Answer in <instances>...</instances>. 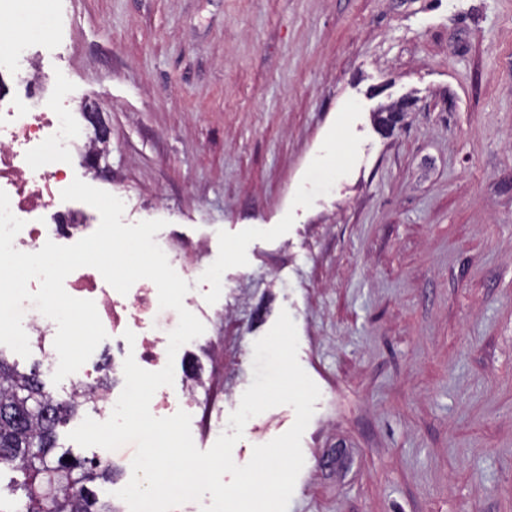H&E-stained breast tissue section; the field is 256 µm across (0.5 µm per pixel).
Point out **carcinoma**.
Listing matches in <instances>:
<instances>
[{"mask_svg": "<svg viewBox=\"0 0 512 512\" xmlns=\"http://www.w3.org/2000/svg\"><path fill=\"white\" fill-rule=\"evenodd\" d=\"M91 394L59 400L46 388L37 368L21 371L0 355V469L20 473L15 489L24 502L17 512H120L105 494L94 490L113 482L106 461L58 452L57 430L84 407Z\"/></svg>", "mask_w": 512, "mask_h": 512, "instance_id": "obj_1", "label": "carcinoma"}]
</instances>
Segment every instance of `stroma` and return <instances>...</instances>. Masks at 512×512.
I'll use <instances>...</instances> for the list:
<instances>
[{
	"label": "stroma",
	"instance_id": "stroma-1",
	"mask_svg": "<svg viewBox=\"0 0 512 512\" xmlns=\"http://www.w3.org/2000/svg\"><path fill=\"white\" fill-rule=\"evenodd\" d=\"M123 221L203 240L185 371L224 396L288 311L321 396L288 512H512V0H24ZM291 406L233 448L285 433ZM58 446L127 469L134 444Z\"/></svg>",
	"mask_w": 512,
	"mask_h": 512
}]
</instances>
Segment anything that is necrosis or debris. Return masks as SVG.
Here are the masks:
<instances>
[{"label":"necrosis or debris","mask_w":512,"mask_h":512,"mask_svg":"<svg viewBox=\"0 0 512 512\" xmlns=\"http://www.w3.org/2000/svg\"><path fill=\"white\" fill-rule=\"evenodd\" d=\"M35 64L30 42L15 41L0 49V73L13 77L12 85L0 84V189L8 194L12 213L25 222L14 246L29 253L49 241L74 244L94 231L86 210L61 198L71 183L70 157L73 152L89 150V141L80 136L63 110L28 112L20 107V99L40 97ZM64 288L73 297L94 301L107 333L132 331L142 365L155 367L166 359V342L144 329L159 310L158 290L149 281H137L123 295L97 269L81 267L66 277ZM23 328L27 336L36 337L47 368H55V322L28 304Z\"/></svg>","instance_id":"necrosis-or-debris-1"}]
</instances>
